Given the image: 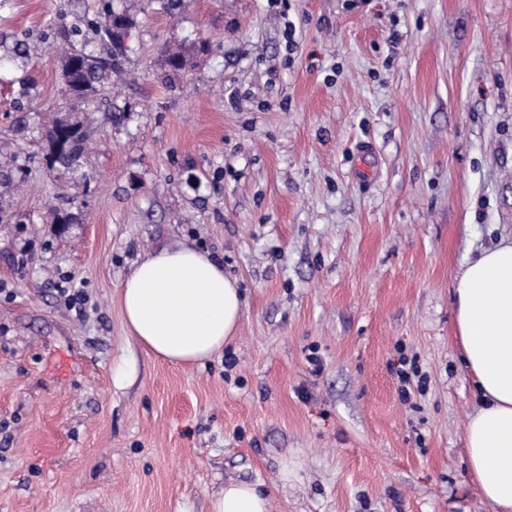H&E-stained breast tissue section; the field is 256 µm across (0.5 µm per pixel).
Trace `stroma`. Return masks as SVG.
Listing matches in <instances>:
<instances>
[{
    "mask_svg": "<svg viewBox=\"0 0 512 512\" xmlns=\"http://www.w3.org/2000/svg\"><path fill=\"white\" fill-rule=\"evenodd\" d=\"M120 3L125 76L77 104L62 57L103 48L61 30L100 0H0V512H209L230 481L271 512H490L453 286L512 235V0ZM74 105L84 182L43 157ZM161 245L245 298L205 365L127 334Z\"/></svg>",
    "mask_w": 512,
    "mask_h": 512,
    "instance_id": "35a3bbf8",
    "label": "stroma"
}]
</instances>
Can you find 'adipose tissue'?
<instances>
[{"label": "adipose tissue", "mask_w": 512, "mask_h": 512, "mask_svg": "<svg viewBox=\"0 0 512 512\" xmlns=\"http://www.w3.org/2000/svg\"><path fill=\"white\" fill-rule=\"evenodd\" d=\"M453 296L462 363L478 399L465 428L469 468L491 512H512V239L468 260ZM120 298L129 335L174 365L223 352L244 309L223 264L187 245L146 253ZM210 512H270V500L259 485L230 482Z\"/></svg>", "instance_id": "1"}]
</instances>
